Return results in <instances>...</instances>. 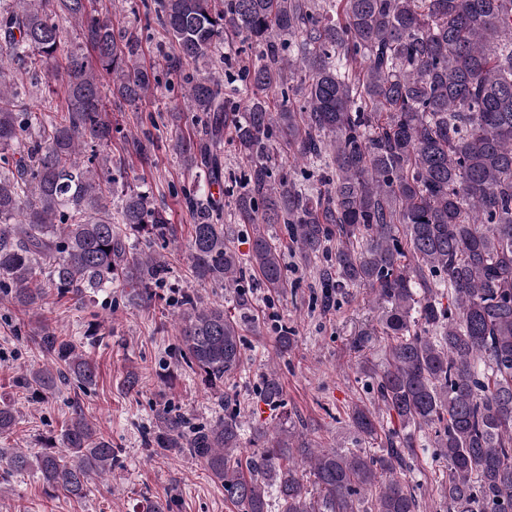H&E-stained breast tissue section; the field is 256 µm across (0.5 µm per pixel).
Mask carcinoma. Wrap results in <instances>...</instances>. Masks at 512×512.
<instances>
[{
    "label": "carcinoma",
    "instance_id": "cac0c4a2",
    "mask_svg": "<svg viewBox=\"0 0 512 512\" xmlns=\"http://www.w3.org/2000/svg\"><path fill=\"white\" fill-rule=\"evenodd\" d=\"M88 3H0V297L35 318L33 340L49 360L13 378L33 400L67 378L83 389L98 378L86 351L96 328L79 344L57 334L42 313L47 289L82 300L118 285L149 308L171 278L154 249L172 237L166 212L127 186L105 152L101 79L130 103L157 79L138 40L116 35L111 13ZM154 12L178 49L167 74L205 122L202 138L177 135L174 153L188 174L221 187L229 134L246 167L228 186L234 216L253 225L241 255L224 239L223 197L185 191L192 276L236 291L241 314L179 290L188 367L213 391L243 371L246 273L287 292L282 244L266 224L283 225L306 264L336 239L325 287L369 290L387 340L382 363L357 360L377 407L349 415L363 439L385 438L378 454L318 448L285 415L250 427L257 451L244 458L237 409L202 426L166 406L155 413L156 451L203 461L237 512H419L406 476L417 435L431 430L447 512H512V0H154ZM67 24L94 61L65 50ZM229 37L259 53L240 68L239 113L221 72L182 71L212 64ZM38 69L64 87L59 114L23 103L15 72ZM277 150L316 168L320 187L272 179ZM259 398L283 403L276 371L261 376ZM16 419L0 401V436ZM113 458L112 441L75 407L41 452L0 448V479L34 470L48 497L82 499Z\"/></svg>",
    "mask_w": 512,
    "mask_h": 512
}]
</instances>
